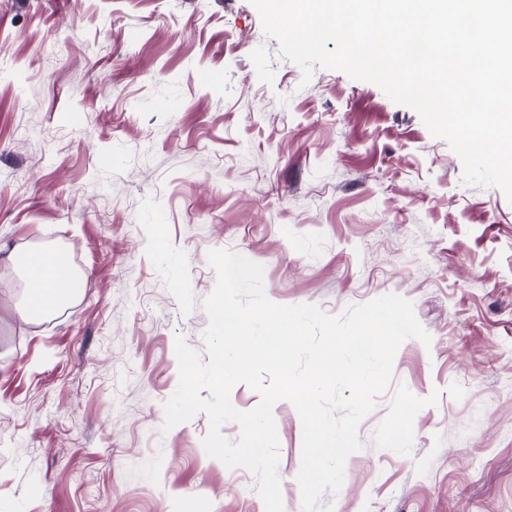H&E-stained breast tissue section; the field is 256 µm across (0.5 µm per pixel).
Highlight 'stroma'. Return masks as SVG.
Here are the masks:
<instances>
[{"instance_id": "1", "label": "stroma", "mask_w": 512, "mask_h": 512, "mask_svg": "<svg viewBox=\"0 0 512 512\" xmlns=\"http://www.w3.org/2000/svg\"><path fill=\"white\" fill-rule=\"evenodd\" d=\"M51 248L83 287L30 316L9 256ZM212 249L275 303L394 293L431 336L400 346L333 512H512V202L378 86L303 82L250 0H0V512H265L205 414L162 428ZM273 415L302 512L301 420Z\"/></svg>"}]
</instances>
